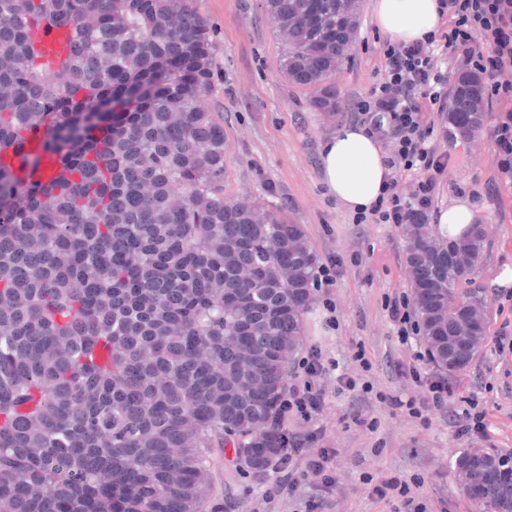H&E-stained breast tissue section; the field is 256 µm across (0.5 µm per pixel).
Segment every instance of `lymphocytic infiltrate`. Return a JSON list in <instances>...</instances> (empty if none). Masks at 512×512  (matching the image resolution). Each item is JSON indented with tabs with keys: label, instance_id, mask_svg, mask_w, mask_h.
<instances>
[{
	"label": "lymphocytic infiltrate",
	"instance_id": "obj_1",
	"mask_svg": "<svg viewBox=\"0 0 512 512\" xmlns=\"http://www.w3.org/2000/svg\"><path fill=\"white\" fill-rule=\"evenodd\" d=\"M439 11L448 17L444 41L456 59V78L476 73L483 79L484 103L498 115L491 129L497 166L512 176V0H439ZM434 43L431 37L408 45L385 43V77L369 98L355 102L352 111L357 123L373 136L389 141L390 166L441 174L448 159L429 144L434 131L430 114L446 98L436 72L442 57ZM432 188L427 181L411 195L400 190L397 181H390L373 214L383 224L407 223L414 203L429 205ZM301 367L309 382L292 390L288 404L309 415L322 403V394L311 381L323 375L325 366L314 352L304 358ZM317 439L314 431L289 438L287 461L305 460L308 470L320 476L322 490L328 492L335 485L328 470L334 451L323 448L310 453L308 447Z\"/></svg>",
	"mask_w": 512,
	"mask_h": 512
}]
</instances>
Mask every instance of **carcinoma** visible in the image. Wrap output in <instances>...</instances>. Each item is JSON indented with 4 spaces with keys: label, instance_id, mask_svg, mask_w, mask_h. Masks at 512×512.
<instances>
[{
    "label": "carcinoma",
    "instance_id": "carcinoma-1",
    "mask_svg": "<svg viewBox=\"0 0 512 512\" xmlns=\"http://www.w3.org/2000/svg\"><path fill=\"white\" fill-rule=\"evenodd\" d=\"M266 0L290 81L336 112L343 0ZM210 25L193 0H0V512H202L212 450L268 471L288 453L289 359L317 256L283 207L224 196L226 138ZM471 74L448 92L450 139L487 120ZM42 132L41 149L22 133ZM55 173L36 178L45 157ZM414 320L452 375L485 344L484 299L459 285L485 229L455 241L401 225ZM453 254L434 268L430 248ZM459 311L468 339L448 352ZM478 512H512V452H453Z\"/></svg>",
    "mask_w": 512,
    "mask_h": 512
}]
</instances>
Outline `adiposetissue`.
I'll return each instance as SVG.
<instances>
[{"label":"adipose tissue","instance_id":"ef3b65f1","mask_svg":"<svg viewBox=\"0 0 512 512\" xmlns=\"http://www.w3.org/2000/svg\"><path fill=\"white\" fill-rule=\"evenodd\" d=\"M372 12L377 30L397 43L424 39L440 23L438 0H374ZM386 159L380 140L360 124L346 123L321 143V177L342 208L366 211L390 180Z\"/></svg>","mask_w":512,"mask_h":512}]
</instances>
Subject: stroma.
<instances>
[{"mask_svg":"<svg viewBox=\"0 0 512 512\" xmlns=\"http://www.w3.org/2000/svg\"><path fill=\"white\" fill-rule=\"evenodd\" d=\"M373 0H362L361 20L338 70L344 105L368 97L383 77L384 42L375 29ZM212 31L213 93L207 104L224 121V192L235 199H262L284 206V216L302 225L319 265L336 270L332 286L313 289L303 321L304 350L322 354L326 373L319 381V413L285 414L289 433L320 429L318 447L335 456L332 494L322 495L317 477L300 478L289 495L272 494L273 476L244 475L231 449L214 451L212 503L222 512H383L370 491L384 478L410 485L414 503L398 512H474L460 492L454 448L470 447L457 436L449 407L420 414L395 407L396 399L424 400L426 389L409 373L432 372L420 363L422 339L403 340L389 317V300L409 295L405 242L397 225L358 222L328 193L319 170L323 136L350 122L349 113L332 117L316 111V90L285 79L280 71L283 44L261 0H194ZM431 143L447 154L448 167L436 178L431 203L440 209L465 199L485 227V258L467 287L482 296L489 311L486 344L469 367L448 379L451 405L476 399L487 412L496 447L512 451V344L498 345L500 332L512 336V286L495 279L512 266V179L496 168L489 130L468 140L449 141L435 124ZM355 379L343 387L340 376Z\"/></svg>","mask_w":512,"mask_h":512,"instance_id":"35a3bbf8","label":"stroma"}]
</instances>
